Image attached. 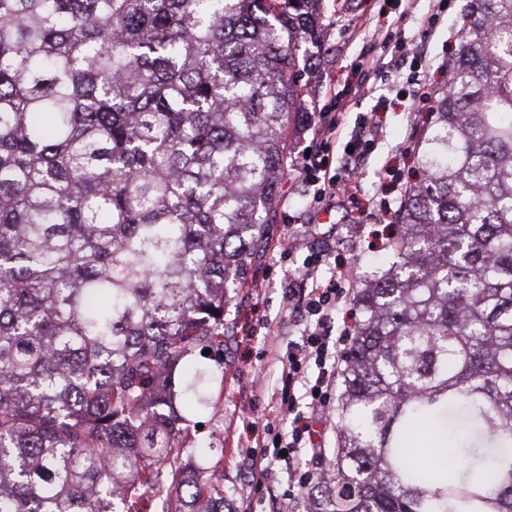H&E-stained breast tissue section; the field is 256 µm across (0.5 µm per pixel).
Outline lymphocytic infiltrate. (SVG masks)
<instances>
[{
  "mask_svg": "<svg viewBox=\"0 0 512 512\" xmlns=\"http://www.w3.org/2000/svg\"><path fill=\"white\" fill-rule=\"evenodd\" d=\"M350 107L348 91L328 85L316 111L302 119V133L311 135L314 147L303 157L296 170L297 180L305 187L312 203L331 207L350 197L351 181L362 162L373 152L375 126L371 118L361 117L350 137H343V125ZM347 140L350 148L337 158H330L332 143ZM281 248L285 257H301L302 264L291 272L283 285V299L289 310L297 312L302 327L300 340L289 341L287 363L281 372L280 402L293 423L288 432L287 454L279 450L256 451L254 446L242 448L245 460L263 461L262 476L283 469L288 473V487L282 498L290 512H304L309 502L301 492L313 480L304 470L298 454L313 448L309 424L304 418L312 414L328 417L330 399L342 361V348L352 335V323L333 328L337 309L350 298L349 284L353 271L348 263L337 260L332 244L302 247L296 225H288ZM306 386L311 394L308 412H300L296 386Z\"/></svg>",
  "mask_w": 512,
  "mask_h": 512,
  "instance_id": "obj_1",
  "label": "lymphocytic infiltrate"
}]
</instances>
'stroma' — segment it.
<instances>
[{
	"mask_svg": "<svg viewBox=\"0 0 512 512\" xmlns=\"http://www.w3.org/2000/svg\"><path fill=\"white\" fill-rule=\"evenodd\" d=\"M449 8L435 26H428L432 0H325L324 19L317 39L300 41L298 57L313 56L304 68L307 92L305 104L315 100L321 81L361 88L350 108L351 115L366 113L376 125L377 148L356 175L357 189L352 206H339L319 213L310 206L295 181L286 174L281 196L290 201V212L299 223L313 225L316 233H334L340 259L365 275L383 264L384 253L367 248L372 230L382 228L387 218L379 209L383 197L379 174L385 164L397 165L408 176L413 157L402 149L421 133V125L411 123L415 109L413 82L408 69L392 64L396 38L418 41L424 28L432 33L424 46L428 54L419 71V82L441 87L448 77V58L457 48L454 30L465 0H448ZM288 264L278 253L263 254L251 267L250 279L260 280L262 290L255 304L245 303L246 289L236 291L224 314V379L211 384V405L192 412L198 422L190 442L197 448H223L224 512H260L264 487L248 485L239 457L243 439L270 442V427L287 433L288 418L281 412L276 384L281 364L271 350L267 326L287 329L298 339L299 327L291 325L282 301V284ZM262 374L266 388L258 409L245 399L255 374Z\"/></svg>",
	"mask_w": 512,
	"mask_h": 512,
	"instance_id": "stroma-1",
	"label": "stroma"
}]
</instances>
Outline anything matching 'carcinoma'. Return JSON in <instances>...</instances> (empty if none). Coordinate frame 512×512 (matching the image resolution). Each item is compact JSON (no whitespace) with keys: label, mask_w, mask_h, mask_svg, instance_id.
Wrapping results in <instances>:
<instances>
[{"label":"carcinoma","mask_w":512,"mask_h":512,"mask_svg":"<svg viewBox=\"0 0 512 512\" xmlns=\"http://www.w3.org/2000/svg\"><path fill=\"white\" fill-rule=\"evenodd\" d=\"M323 0H0V512H224L174 372L279 223ZM311 512H512V0H466ZM448 434L452 474L406 448Z\"/></svg>","instance_id":"1"}]
</instances>
